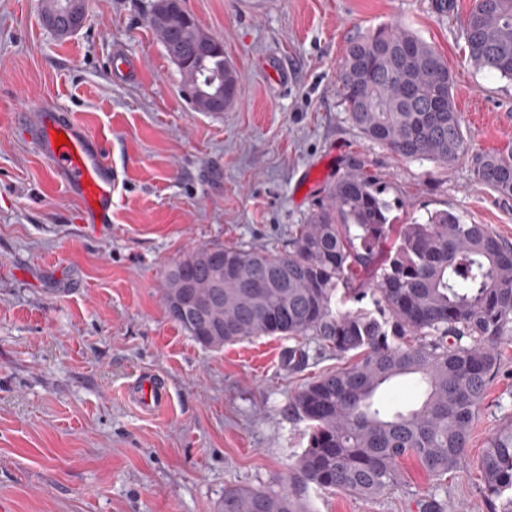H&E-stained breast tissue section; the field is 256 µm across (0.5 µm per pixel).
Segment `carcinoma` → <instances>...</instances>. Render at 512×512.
I'll return each mask as SVG.
<instances>
[{"mask_svg": "<svg viewBox=\"0 0 512 512\" xmlns=\"http://www.w3.org/2000/svg\"><path fill=\"white\" fill-rule=\"evenodd\" d=\"M43 17L72 24L59 3ZM160 41L176 37L190 57L179 69L191 103L210 111V94L236 95L238 75L224 52L201 49L209 34L173 7L154 23ZM467 60L477 71L512 78V0H474L462 24ZM341 97L370 141L403 159L452 162L467 143L448 62L434 46L397 26L349 41ZM477 180L512 197V148L475 162ZM284 253L240 244L199 247L165 273L168 316L192 340L216 334L211 348L284 336L316 343L352 362L295 392L289 408L308 423V444L288 480L264 488L232 486L216 512H308L311 489L377 499L401 484L400 461L415 458L433 478L465 461L476 411L499 366V342L512 335V244L484 224L436 211L427 222L393 224L374 176L352 164ZM215 298L212 326L172 306L183 286ZM413 376L419 407L388 413L376 402L392 381ZM484 493L512 512V424L488 439L481 457Z\"/></svg>", "mask_w": 512, "mask_h": 512, "instance_id": "carcinoma-1", "label": "carcinoma"}]
</instances>
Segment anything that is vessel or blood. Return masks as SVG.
I'll list each match as a JSON object with an SVG mask.
<instances>
[{
	"label": "vessel or blood",
	"mask_w": 512,
	"mask_h": 512,
	"mask_svg": "<svg viewBox=\"0 0 512 512\" xmlns=\"http://www.w3.org/2000/svg\"><path fill=\"white\" fill-rule=\"evenodd\" d=\"M26 129L33 147L48 161L51 179L81 202L84 221L111 223L119 173L106 159L102 136L89 134L67 114L50 109L36 112ZM59 132L65 134L66 145H55ZM133 399L142 409L153 410L166 401L167 392L161 381L146 379L139 382Z\"/></svg>",
	"instance_id": "b4317fda"
}]
</instances>
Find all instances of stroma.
I'll list each match as a JSON object with an SVG mask.
<instances>
[{"mask_svg": "<svg viewBox=\"0 0 512 512\" xmlns=\"http://www.w3.org/2000/svg\"><path fill=\"white\" fill-rule=\"evenodd\" d=\"M155 0H86L65 37L43 0H0V512H215L226 487L287 479L307 446L290 395L340 367L307 345L292 370L285 337L215 351L167 315L168 267L199 246L287 250L288 229L325 199L352 161L376 176L394 223L447 210L512 242V197L480 184L472 157L512 143V80L474 70L461 23L473 0H180L223 40L235 104L200 112L147 16ZM397 24L436 47L454 79L469 153L402 159L368 141L341 101L351 38ZM139 59L134 80L114 49ZM70 114L111 130L122 173L112 222L81 219L49 177L20 113ZM169 399L144 413L125 392L138 374ZM512 420V338L477 411L460 471L435 482L403 460L402 484L374 500L309 490L310 512H420L442 485L444 512H491L480 459Z\"/></svg>", "mask_w": 512, "mask_h": 512, "instance_id": "35a3bbf8", "label": "stroma"}]
</instances>
